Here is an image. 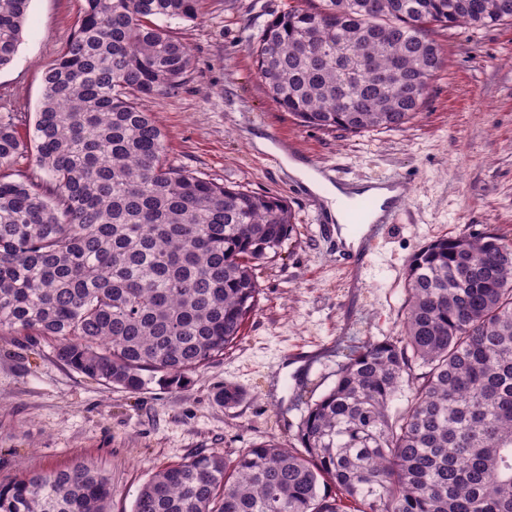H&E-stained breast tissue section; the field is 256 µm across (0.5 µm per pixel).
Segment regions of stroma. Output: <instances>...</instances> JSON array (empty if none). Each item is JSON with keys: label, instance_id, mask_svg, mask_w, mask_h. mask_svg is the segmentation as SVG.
<instances>
[{"label": "stroma", "instance_id": "stroma-1", "mask_svg": "<svg viewBox=\"0 0 512 512\" xmlns=\"http://www.w3.org/2000/svg\"><path fill=\"white\" fill-rule=\"evenodd\" d=\"M288 0H203L197 20L167 26L193 66L174 95L145 101L169 160L199 176L288 201L296 229L260 264L256 313L222 359L184 388L130 393L56 360L39 336L0 338V482L93 460L112 485L109 512H131L155 469L201 451L235 457L273 438L293 446L308 405L331 389L351 349L399 335L405 269L435 237L491 231L512 246V23L437 32L445 67L403 129L350 134L305 127L259 78L248 40ZM84 0H31L13 61L0 68V112L32 132L43 74L70 40ZM280 141L262 150L269 132ZM339 166L341 183L398 176L408 197L398 223L366 234L361 279L346 278L325 200L289 161ZM235 385L227 408L217 393Z\"/></svg>", "mask_w": 512, "mask_h": 512}]
</instances>
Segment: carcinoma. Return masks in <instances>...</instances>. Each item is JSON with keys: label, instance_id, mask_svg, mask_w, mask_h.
I'll return each mask as SVG.
<instances>
[{"label": "carcinoma", "instance_id": "1", "mask_svg": "<svg viewBox=\"0 0 512 512\" xmlns=\"http://www.w3.org/2000/svg\"><path fill=\"white\" fill-rule=\"evenodd\" d=\"M30 0H0V68ZM201 0H85L43 74L32 135L0 113V336L140 392L182 388L258 308L256 267L296 224L281 198L167 160L141 100L180 89L189 48L158 19ZM512 21V0H296L249 43L305 127L402 129L444 69L436 30ZM34 156L39 172L12 179ZM400 335L353 349L299 446L198 452L154 471L132 512H512V248L438 237L410 258ZM92 460L0 483V512H107Z\"/></svg>", "mask_w": 512, "mask_h": 512}]
</instances>
